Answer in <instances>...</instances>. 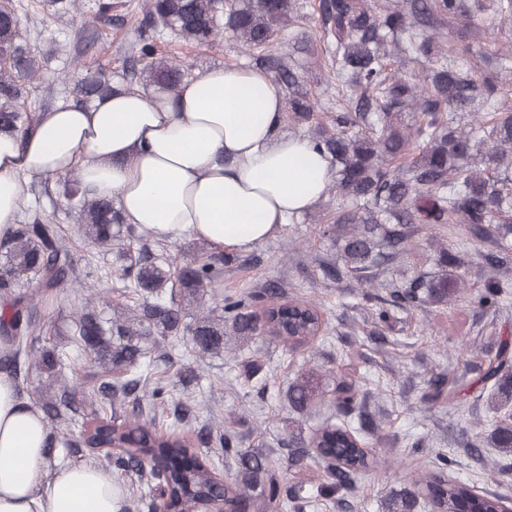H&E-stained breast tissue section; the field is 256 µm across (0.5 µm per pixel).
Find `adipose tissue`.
Wrapping results in <instances>:
<instances>
[{"instance_id":"adipose-tissue-1","label":"adipose tissue","mask_w":512,"mask_h":512,"mask_svg":"<svg viewBox=\"0 0 512 512\" xmlns=\"http://www.w3.org/2000/svg\"><path fill=\"white\" fill-rule=\"evenodd\" d=\"M284 92L263 71L220 66L175 95L118 90L42 112L33 134L0 133V235L30 176L74 175L155 237L244 250L323 199L330 160L282 132ZM47 426L0 373V512H122L118 481L95 464L43 480Z\"/></svg>"}]
</instances>
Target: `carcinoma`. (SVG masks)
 <instances>
[{
	"instance_id": "obj_1",
	"label": "carcinoma",
	"mask_w": 512,
	"mask_h": 512,
	"mask_svg": "<svg viewBox=\"0 0 512 512\" xmlns=\"http://www.w3.org/2000/svg\"><path fill=\"white\" fill-rule=\"evenodd\" d=\"M297 0H148L137 33L142 42L138 61L143 85L175 94L189 73L157 56L154 37L166 26L189 44L212 43L228 30L255 67L264 69L288 93L289 117L307 127L301 135L330 159L336 195L342 199L336 217L321 228L322 236L341 241L336 262L322 268L323 278L339 281L352 274L366 283L390 272L389 264L413 245L414 227L428 224L466 225V240L490 242L480 253L482 267L494 273L484 290L473 297L482 310L501 309L512 298V279L503 273L512 266V108L503 105L501 78L494 71L474 75L460 61L482 52L479 42L461 39L445 44L439 29L480 17L484 36L493 41L512 25V0H318L309 15L319 22L327 44L324 67L338 82L332 127L319 119L312 93L298 73L285 68L273 53L274 43L292 21L304 19ZM20 16L0 6V131L25 136L37 124L38 111L30 99L31 84L40 79L36 57L23 43ZM408 53L429 64L415 82L391 69L392 51ZM76 103L89 105L113 92L108 75L86 73L77 79ZM480 114L478 126H452L458 112ZM412 121L404 122L407 114ZM419 151L418 156L412 152ZM62 196L75 204L83 234L107 252L117 249L125 264L119 276L133 295L136 311L112 320L86 309L77 315L76 347L90 356L88 370L77 386H63L45 395L44 418L64 420L76 432L49 430L47 448L93 450L101 465L136 483L135 508L153 507L157 493L154 467L165 475L172 512H201L224 505L236 512H307L313 497L338 495L336 505L350 507L344 495L355 488V476L368 467L365 434L374 428L366 403L353 385L335 375L308 372L288 387V405L306 414L325 399L355 413L358 426L325 422L314 430L288 421L287 454H239L235 432L209 426V449L179 429L187 405L174 397L159 375L152 351L159 341L186 339L200 354L224 351V321L241 337L263 333L296 350L327 330L324 314L306 302H284L275 283L222 298L224 316L209 313L187 320L189 310L204 305L213 282L223 272L224 253L199 251L179 264L161 247L147 257L138 242L144 237L124 222L114 202L91 196L76 181L62 184ZM456 256L444 249L436 257L440 271L419 272L401 279L386 278V294L366 292L367 302L406 311L446 305L459 278L448 274ZM74 273V258L65 228L40 208L28 206L24 220L0 236V340L9 346L0 355V371L14 380L16 393L29 394L30 373L53 374L69 368V352L38 348L42 309L53 291L66 287ZM266 302L265 326L253 307ZM512 339L499 341L493 355L480 365L479 394L497 397L493 407L512 400ZM242 386L264 394L270 377L262 367H249ZM459 384L443 377L427 381L423 399L453 402ZM101 400L90 417L76 414V402ZM491 443L512 455V420L490 419ZM122 452L112 456L111 449ZM237 459L236 475L218 479L220 457ZM312 462L324 464V480L316 493L288 485L291 470ZM448 457L417 482L418 492L392 502L393 512H413L417 498L439 512H501L504 496L480 492L465 480L448 475Z\"/></svg>"
}]
</instances>
